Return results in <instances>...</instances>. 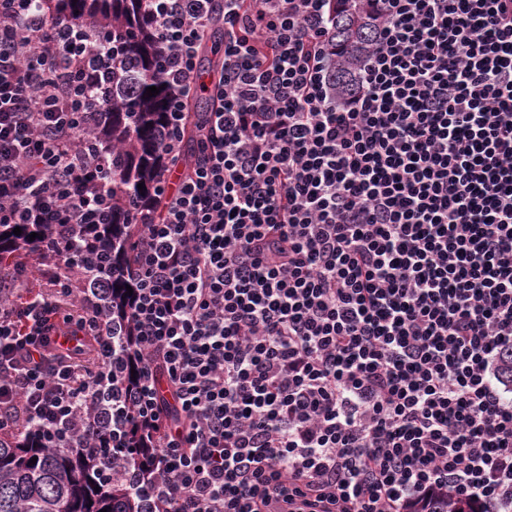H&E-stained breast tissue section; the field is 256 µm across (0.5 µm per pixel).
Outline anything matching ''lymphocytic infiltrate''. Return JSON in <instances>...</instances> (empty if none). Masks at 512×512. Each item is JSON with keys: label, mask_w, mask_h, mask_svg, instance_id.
I'll list each match as a JSON object with an SVG mask.
<instances>
[{"label": "lymphocytic infiltrate", "mask_w": 512, "mask_h": 512, "mask_svg": "<svg viewBox=\"0 0 512 512\" xmlns=\"http://www.w3.org/2000/svg\"><path fill=\"white\" fill-rule=\"evenodd\" d=\"M149 2L165 153L223 34L197 150L129 209L122 320L62 231L48 292L0 284V435L109 452L144 512H512V0H371L344 100L332 0ZM111 70L0 0V224L110 223Z\"/></svg>", "instance_id": "lymphocytic-infiltrate-1"}]
</instances>
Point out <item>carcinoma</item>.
I'll return each mask as SVG.
<instances>
[{
	"instance_id": "1",
	"label": "carcinoma",
	"mask_w": 512,
	"mask_h": 512,
	"mask_svg": "<svg viewBox=\"0 0 512 512\" xmlns=\"http://www.w3.org/2000/svg\"><path fill=\"white\" fill-rule=\"evenodd\" d=\"M52 10L89 22L90 32L112 35V108L108 125L92 134L99 148L112 152L109 224H73V234L85 240L87 263L93 251L106 249L111 267L134 260L133 242L142 226L128 220L135 200L149 205L167 158L157 142L164 116L168 85L162 75L163 46L152 28L148 0H45ZM336 64L333 79L336 96L343 98L353 87L378 30L379 21L367 0H333ZM159 93L146 96V88ZM143 189H138V184ZM20 228L21 234L13 233ZM50 238L51 224H0V264L26 252L29 234ZM129 293L126 283L112 285L107 310L123 318ZM36 463H31L32 457ZM142 512L140 496L119 475L100 467L96 452L88 448H33L17 438L0 439V512Z\"/></svg>"
}]
</instances>
